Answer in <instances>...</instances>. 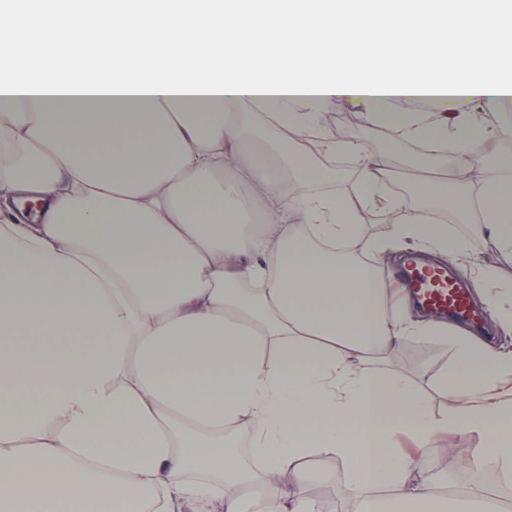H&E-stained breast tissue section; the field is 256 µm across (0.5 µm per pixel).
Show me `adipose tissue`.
<instances>
[{"label":"adipose tissue","mask_w":512,"mask_h":512,"mask_svg":"<svg viewBox=\"0 0 512 512\" xmlns=\"http://www.w3.org/2000/svg\"><path fill=\"white\" fill-rule=\"evenodd\" d=\"M37 30L50 60L0 67V512H319L309 459L345 464L353 512H491L442 492L396 432L455 430L512 472V351L411 315L377 273L386 250L464 251L387 196L386 154L325 126L335 99L399 131L451 179L430 204L512 251V155L470 157L504 131L431 101L512 99V0H86ZM464 4L477 29H449ZM151 35L147 48L133 44ZM281 139L351 158L353 193L250 142L242 108ZM392 224L363 237L359 214ZM77 335L65 354L27 335ZM410 336L454 353L448 403L380 362ZM252 441L250 458L236 448ZM350 177H353V180L350 181ZM357 184V172L354 168L351 169L350 173L344 175H340L336 172V178L332 180H313L311 181L310 186H319L322 189L317 192L339 198L353 192Z\"/></svg>","instance_id":"1"}]
</instances>
